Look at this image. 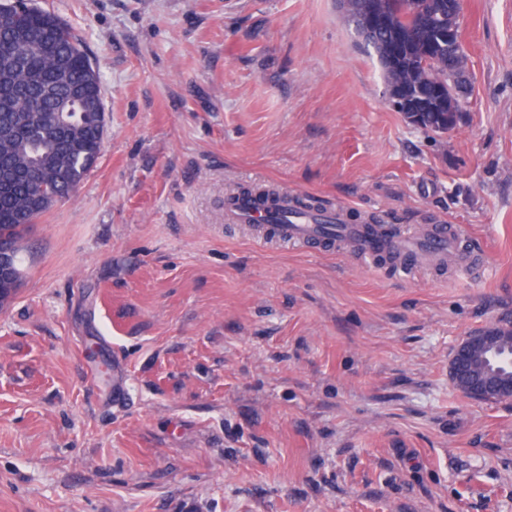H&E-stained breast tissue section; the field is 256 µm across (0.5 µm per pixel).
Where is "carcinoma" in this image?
Segmentation results:
<instances>
[{"mask_svg": "<svg viewBox=\"0 0 512 512\" xmlns=\"http://www.w3.org/2000/svg\"><path fill=\"white\" fill-rule=\"evenodd\" d=\"M384 26L367 30L364 0H345L342 18L370 47L385 91L414 126L445 134L462 117L468 56L448 41V0H379ZM428 14L420 28L411 15ZM105 133L99 75L77 36L34 5L0 9V307L16 296L17 255L35 219L75 193L96 163Z\"/></svg>", "mask_w": 512, "mask_h": 512, "instance_id": "obj_1", "label": "carcinoma"}]
</instances>
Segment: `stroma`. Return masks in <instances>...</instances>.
I'll return each instance as SVG.
<instances>
[{"label": "stroma", "instance_id": "stroma-1", "mask_svg": "<svg viewBox=\"0 0 512 512\" xmlns=\"http://www.w3.org/2000/svg\"><path fill=\"white\" fill-rule=\"evenodd\" d=\"M80 38L105 135L0 308V512H512V401L460 392L512 327V0H462L468 102L392 109L337 0H35ZM455 225L408 277L255 243L231 191ZM500 328H494L489 330H482L475 333L470 334L469 336H465V338L461 341V343L455 349V354L453 356V376H456L460 373L461 369H468L467 365V353L469 350L474 348L476 345L486 342L489 343V340L494 336L496 330Z\"/></svg>", "mask_w": 512, "mask_h": 512}]
</instances>
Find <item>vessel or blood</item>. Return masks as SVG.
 <instances>
[{
    "mask_svg": "<svg viewBox=\"0 0 512 512\" xmlns=\"http://www.w3.org/2000/svg\"><path fill=\"white\" fill-rule=\"evenodd\" d=\"M294 200V194L283 190L271 204L253 195H235L225 200L224 214L228 223L254 226L262 244L306 249L325 244L374 268L390 263L403 277L417 270L423 256L442 269L455 263L459 237L454 226L417 225L396 233L386 224L348 223L341 209L298 208Z\"/></svg>",
    "mask_w": 512,
    "mask_h": 512,
    "instance_id": "vessel-or-blood-1",
    "label": "vessel or blood"
}]
</instances>
